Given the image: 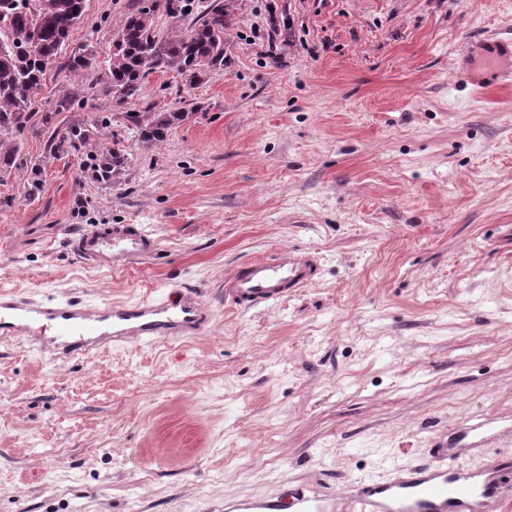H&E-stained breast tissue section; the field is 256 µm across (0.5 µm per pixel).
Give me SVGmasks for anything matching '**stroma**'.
I'll list each match as a JSON object with an SVG mask.
<instances>
[{
    "label": "stroma",
    "instance_id": "35a3bbf8",
    "mask_svg": "<svg viewBox=\"0 0 512 512\" xmlns=\"http://www.w3.org/2000/svg\"><path fill=\"white\" fill-rule=\"evenodd\" d=\"M141 3L87 0L46 74L35 109L53 119L0 176V288L90 304L189 289L211 321L88 361L0 342V512H223L287 477L384 476L466 414L512 412V83L480 90L454 65L512 29V0H235L223 68L193 87L148 75L137 110L190 115L149 148L104 93ZM77 55L92 64L75 74ZM70 125L92 139L51 152ZM116 134L112 183L94 166ZM110 224L157 251L74 255ZM283 247L315 256L312 285L225 302L226 278ZM118 135L112 137V148L107 149V154L102 166L98 168V175L101 178L108 179L112 175V179L119 178L128 164V157L124 149L120 146L121 139H118Z\"/></svg>",
    "mask_w": 512,
    "mask_h": 512
}]
</instances>
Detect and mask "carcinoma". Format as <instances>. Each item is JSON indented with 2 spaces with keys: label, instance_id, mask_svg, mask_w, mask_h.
Instances as JSON below:
<instances>
[{
  "label": "carcinoma",
  "instance_id": "carcinoma-1",
  "mask_svg": "<svg viewBox=\"0 0 512 512\" xmlns=\"http://www.w3.org/2000/svg\"><path fill=\"white\" fill-rule=\"evenodd\" d=\"M160 1L171 18L194 16L193 25L187 30L177 27L161 41L153 28L155 12L149 10L148 3H142L114 35L105 86L115 118L123 119L148 147L164 141L169 131L189 118V113L174 109L135 114L129 110L143 97L146 77L158 70H174L186 78L189 86L197 85L207 70L224 67L233 29L234 0H211L203 11L196 7L197 0H154ZM25 2L0 0V31L10 34L7 43H0V135L21 136L36 127L34 97L85 14L86 0H35L32 13L22 10ZM33 30L38 31L34 45L30 44ZM88 141L89 130L76 125L57 128L49 137L50 149L55 152ZM18 151L17 145L0 139V174L20 167ZM107 154L98 168L99 176L117 178L128 157L115 133Z\"/></svg>",
  "mask_w": 512,
  "mask_h": 512
}]
</instances>
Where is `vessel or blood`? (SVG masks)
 Here are the masks:
<instances>
[{
    "instance_id": "vessel-or-blood-1",
    "label": "vessel or blood",
    "mask_w": 512,
    "mask_h": 512,
    "mask_svg": "<svg viewBox=\"0 0 512 512\" xmlns=\"http://www.w3.org/2000/svg\"><path fill=\"white\" fill-rule=\"evenodd\" d=\"M458 69L469 82L479 71L495 83L511 78L512 34L470 39ZM156 247L129 224L97 228L72 244L78 258L99 266L139 260ZM316 270L308 252L281 248L226 279L224 299L247 309L276 303L310 285ZM209 321L207 307L191 291L101 306L0 293V338H25L51 362L88 360L112 345L170 343L198 334ZM502 425L501 416L471 414L452 433L439 436L433 462L407 466L381 480L355 479L344 489L297 481L275 493L225 500L224 512H498L512 501V465L491 462L469 469L459 459L499 440Z\"/></svg>"
}]
</instances>
